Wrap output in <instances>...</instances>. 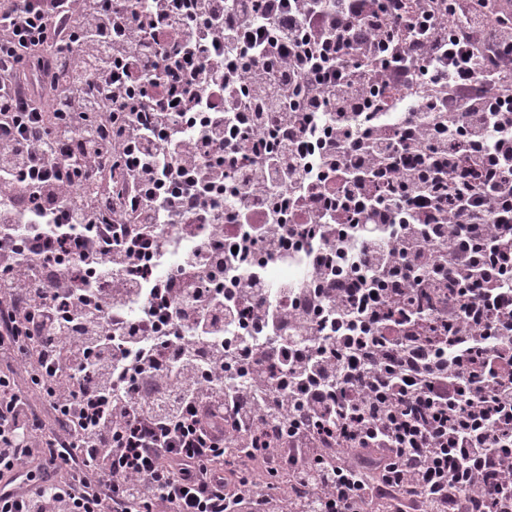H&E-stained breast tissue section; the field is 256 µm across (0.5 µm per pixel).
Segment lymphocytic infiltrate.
Returning a JSON list of instances; mask_svg holds the SVG:
<instances>
[{"instance_id":"obj_1","label":"lymphocytic infiltrate","mask_w":512,"mask_h":512,"mask_svg":"<svg viewBox=\"0 0 512 512\" xmlns=\"http://www.w3.org/2000/svg\"><path fill=\"white\" fill-rule=\"evenodd\" d=\"M0 512H512L504 0H0Z\"/></svg>"}]
</instances>
